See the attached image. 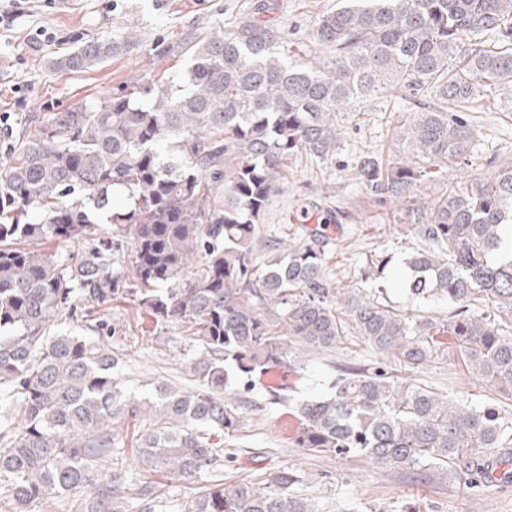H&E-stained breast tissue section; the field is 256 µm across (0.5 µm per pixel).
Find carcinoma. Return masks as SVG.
I'll list each match as a JSON object with an SVG mask.
<instances>
[{"label": "carcinoma", "instance_id": "cac0c4a2", "mask_svg": "<svg viewBox=\"0 0 512 512\" xmlns=\"http://www.w3.org/2000/svg\"><path fill=\"white\" fill-rule=\"evenodd\" d=\"M250 18L155 44L186 68L168 82L142 78L112 96L49 114L11 144L0 171V502L33 512L48 498L68 512H120L123 469L97 478L125 445L115 425L141 417L135 459L145 475L191 482L217 467L224 436L241 425L230 379L326 353L357 337L382 362L338 370L332 393L295 404V447L357 456L400 470L450 466L474 486L483 459L507 438L503 416L413 382L448 348L472 373L512 393V160L495 173L448 184L433 201L421 188L468 163L474 129L460 110L512 88V0H338L317 18L332 53L308 66L280 51L281 32ZM116 33L54 58L84 71L128 51ZM409 101L437 103L398 117L403 157L386 166L367 152L357 182L409 202L406 223L426 246L408 258V288L456 306L448 319L396 312L338 288L311 233L256 258L259 224L288 158L303 150L336 162L343 113L389 85ZM458 108L450 112L446 104ZM81 240L70 256L33 247ZM130 246L124 252L123 243ZM129 300L161 324H188L203 357L194 388L125 392L119 359L100 343L54 329L67 313L93 332L103 311ZM496 306L500 318L484 310ZM23 412L13 421L11 409ZM279 471L267 488L210 485L191 512H316Z\"/></svg>", "mask_w": 512, "mask_h": 512}]
</instances>
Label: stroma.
<instances>
[{
    "mask_svg": "<svg viewBox=\"0 0 512 512\" xmlns=\"http://www.w3.org/2000/svg\"><path fill=\"white\" fill-rule=\"evenodd\" d=\"M268 20L285 37L292 57L304 61L329 59L326 48L313 43L315 21L336 0H275ZM251 0H32L19 14L12 31L0 35V83L18 85L28 106L9 112L0 101V128L22 120L63 111L80 103L110 96L112 91L143 76H177L182 58L160 56L157 41L178 39L189 29L231 25L244 20ZM52 32L37 40V29ZM131 30L136 42L129 52L105 64L78 73L55 70L50 60L77 41ZM398 89L372 94L360 112L348 113L344 123L342 162L325 167L299 153L289 158L280 177V189L269 202L261 224V242L295 245L305 224L330 218L324 247V268L336 287H357L362 292L403 313L447 319L453 305L442 300L422 302L408 295L405 261L419 248L411 225L405 224L401 202L380 199L359 185L350 168L362 153L376 152L384 164L397 163L394 121L398 113L413 111ZM476 148L466 171L451 170L425 183L426 199L440 196L449 183L463 176L487 174L490 161L512 158V108L506 96L484 100L468 112ZM112 333L106 348L125 361L123 387L136 398L153 392L159 381L189 388L194 384L191 365L199 348L184 325H159L130 302L113 305L107 312ZM377 354L357 339L335 351L306 356L304 365L285 367L287 393L298 400L323 396L339 368L376 366ZM419 382L443 394L458 395L479 406L497 408L512 420V400L498 384L468 371L460 360L443 354L417 375ZM244 415L241 429L227 437L232 451L217 473L192 482L154 475L155 492L166 512H188L203 486L216 476L225 483L266 484L283 469L300 473L296 490L311 499L317 512H399L409 503L417 512H512V482L494 480L474 489L444 468L397 470L359 458L333 453L303 454L294 445L298 422L287 403L272 399V389L254 375L252 389L240 398Z\"/></svg>",
    "mask_w": 512,
    "mask_h": 512,
    "instance_id": "stroma-1",
    "label": "stroma"
}]
</instances>
